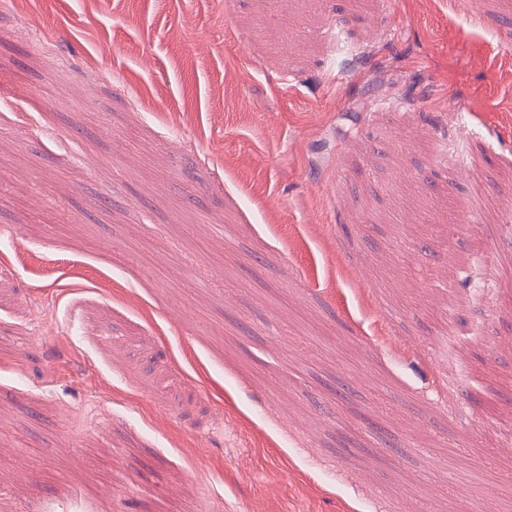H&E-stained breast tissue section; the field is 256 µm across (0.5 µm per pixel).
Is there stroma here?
<instances>
[{"label": "stroma", "mask_w": 512, "mask_h": 512, "mask_svg": "<svg viewBox=\"0 0 512 512\" xmlns=\"http://www.w3.org/2000/svg\"><path fill=\"white\" fill-rule=\"evenodd\" d=\"M1 167L0 512H512V0H0ZM469 249L476 253H483L487 256L485 264V279L489 283L495 284L499 281V267L496 262L493 251L488 243L478 233H474L470 236ZM457 314L448 321V339L451 336H462L463 332L469 329L477 320L481 313L480 309L465 308L458 309Z\"/></svg>", "instance_id": "35a3bbf8"}]
</instances>
